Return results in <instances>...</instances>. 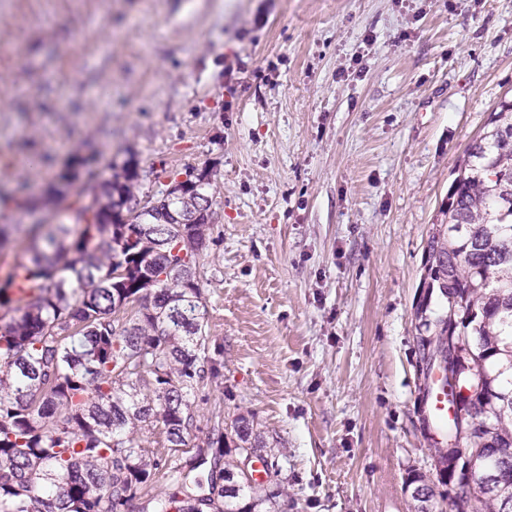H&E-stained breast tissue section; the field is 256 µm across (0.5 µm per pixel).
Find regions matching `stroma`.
Returning a JSON list of instances; mask_svg holds the SVG:
<instances>
[{"instance_id": "1", "label": "stroma", "mask_w": 512, "mask_h": 512, "mask_svg": "<svg viewBox=\"0 0 512 512\" xmlns=\"http://www.w3.org/2000/svg\"><path fill=\"white\" fill-rule=\"evenodd\" d=\"M512 99V0H0V188L74 154L140 196L216 173L199 269L220 375L276 512H414L435 481L415 312L466 150Z\"/></svg>"}]
</instances>
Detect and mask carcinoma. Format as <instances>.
I'll return each mask as SVG.
<instances>
[{
    "label": "carcinoma",
    "mask_w": 512,
    "mask_h": 512,
    "mask_svg": "<svg viewBox=\"0 0 512 512\" xmlns=\"http://www.w3.org/2000/svg\"><path fill=\"white\" fill-rule=\"evenodd\" d=\"M189 191L213 206V171L186 173ZM83 179L71 224L43 238L0 280V512H260L281 485L240 476L246 447L263 449L246 420L227 445L220 412L203 444L195 395L219 376L209 356L198 269L210 224H164L182 208L183 184L143 199L138 172L102 179L76 156L47 190L65 199ZM428 242L429 287L446 310L423 306L431 350L458 338L462 368L484 381L434 442L432 464L475 452L498 477L467 493L472 512H512V101L491 112L466 151ZM161 429L168 453L140 444ZM166 470L165 489L154 476Z\"/></svg>",
    "instance_id": "cac0c4a2"
}]
</instances>
